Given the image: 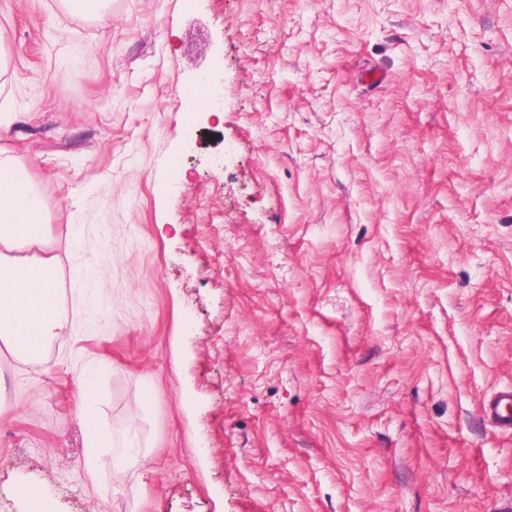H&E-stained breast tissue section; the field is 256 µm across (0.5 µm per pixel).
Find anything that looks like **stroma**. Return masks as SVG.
Listing matches in <instances>:
<instances>
[{"mask_svg": "<svg viewBox=\"0 0 512 512\" xmlns=\"http://www.w3.org/2000/svg\"><path fill=\"white\" fill-rule=\"evenodd\" d=\"M0 153L75 317L0 344V512L512 504V0H0ZM80 420L86 434L85 448H87V466L90 469L98 468L103 464V460L98 454L97 448H112V436L101 432L98 426L96 406L90 387H86L83 391ZM484 416L502 431H512V389L501 391L482 406Z\"/></svg>", "mask_w": 512, "mask_h": 512, "instance_id": "obj_1", "label": "stroma"}]
</instances>
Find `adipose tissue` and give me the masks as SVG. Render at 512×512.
<instances>
[{
    "mask_svg": "<svg viewBox=\"0 0 512 512\" xmlns=\"http://www.w3.org/2000/svg\"><path fill=\"white\" fill-rule=\"evenodd\" d=\"M43 203L25 167L0 157V343L18 360H42L49 346L71 331L59 303L55 258L41 259L32 249L44 236ZM80 420L86 434L87 465L99 467L101 448L112 442L101 432L91 389H84Z\"/></svg>",
    "mask_w": 512,
    "mask_h": 512,
    "instance_id": "obj_1",
    "label": "adipose tissue"
}]
</instances>
